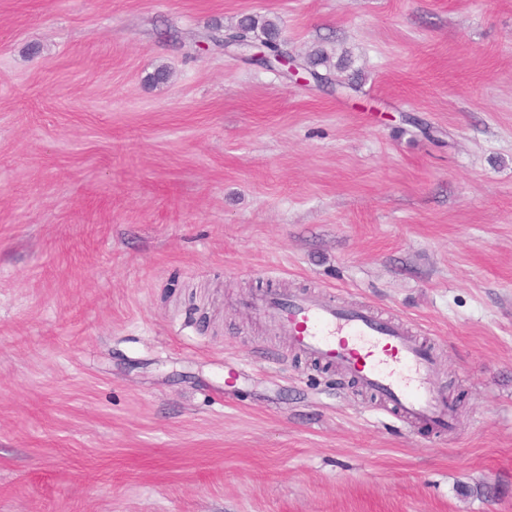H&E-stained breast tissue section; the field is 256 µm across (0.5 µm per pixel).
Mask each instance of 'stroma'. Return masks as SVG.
<instances>
[{
	"label": "stroma",
	"mask_w": 512,
	"mask_h": 512,
	"mask_svg": "<svg viewBox=\"0 0 512 512\" xmlns=\"http://www.w3.org/2000/svg\"><path fill=\"white\" fill-rule=\"evenodd\" d=\"M270 292L404 321L453 428ZM0 512H512V0H0ZM243 32L251 40L265 41L267 49V58L263 61L265 64H275L280 58L290 55L283 48V41L280 40V28L276 22L271 19L257 15H246L238 23V26L231 33Z\"/></svg>",
	"instance_id": "obj_1"
}]
</instances>
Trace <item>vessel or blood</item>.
Returning a JSON list of instances; mask_svg holds the SVG:
<instances>
[{
  "mask_svg": "<svg viewBox=\"0 0 512 512\" xmlns=\"http://www.w3.org/2000/svg\"><path fill=\"white\" fill-rule=\"evenodd\" d=\"M255 304L296 351L339 369L402 417L443 431L450 427L452 410L432 384L433 356L403 324L365 307L336 306L318 295L265 293Z\"/></svg>",
  "mask_w": 512,
  "mask_h": 512,
  "instance_id": "1",
  "label": "vessel or blood"
}]
</instances>
